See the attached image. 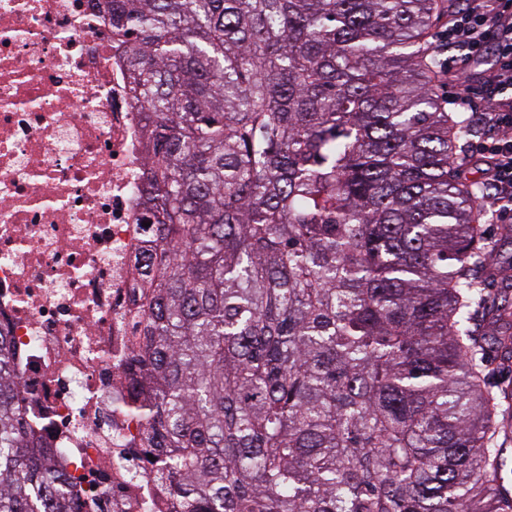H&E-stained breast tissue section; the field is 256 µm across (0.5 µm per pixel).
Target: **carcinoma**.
I'll list each match as a JSON object with an SVG mask.
<instances>
[{
	"mask_svg": "<svg viewBox=\"0 0 512 512\" xmlns=\"http://www.w3.org/2000/svg\"><path fill=\"white\" fill-rule=\"evenodd\" d=\"M143 114L123 404L183 512H512L474 329L505 273L434 92L457 0H103ZM0 327V512H74Z\"/></svg>",
	"mask_w": 512,
	"mask_h": 512,
	"instance_id": "1",
	"label": "carcinoma"
}]
</instances>
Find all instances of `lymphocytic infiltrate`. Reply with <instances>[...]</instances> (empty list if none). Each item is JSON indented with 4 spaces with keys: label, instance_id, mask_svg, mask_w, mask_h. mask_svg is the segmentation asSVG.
<instances>
[{
    "label": "lymphocytic infiltrate",
    "instance_id": "1",
    "mask_svg": "<svg viewBox=\"0 0 512 512\" xmlns=\"http://www.w3.org/2000/svg\"><path fill=\"white\" fill-rule=\"evenodd\" d=\"M459 51L458 63L445 61L449 49ZM444 59L442 68L452 72L457 87L455 99L464 110L473 106L472 76L466 67L475 58L492 55L482 73L485 107L478 111L481 125L493 131L491 140L478 150L483 174L494 193L490 205L495 213H512V0H467L466 7L448 22V31L433 45Z\"/></svg>",
    "mask_w": 512,
    "mask_h": 512
}]
</instances>
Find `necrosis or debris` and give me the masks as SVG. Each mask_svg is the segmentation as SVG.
<instances>
[{
  "label": "necrosis or debris",
  "mask_w": 512,
  "mask_h": 512,
  "mask_svg": "<svg viewBox=\"0 0 512 512\" xmlns=\"http://www.w3.org/2000/svg\"><path fill=\"white\" fill-rule=\"evenodd\" d=\"M98 0H0V327L18 406L80 512H178L128 395L136 269L158 238L144 152Z\"/></svg>",
  "instance_id": "1"
}]
</instances>
